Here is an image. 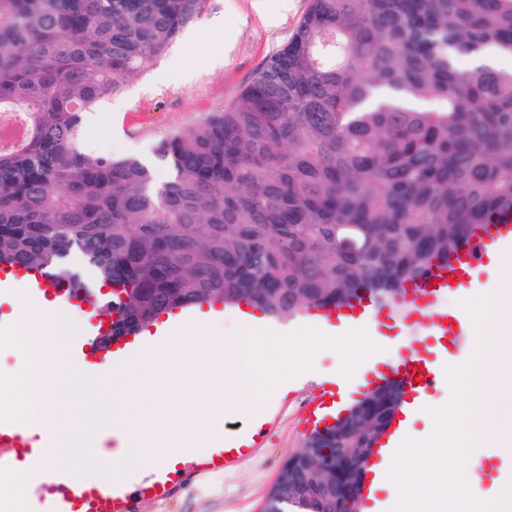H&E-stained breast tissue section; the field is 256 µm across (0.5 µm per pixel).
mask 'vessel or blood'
I'll return each mask as SVG.
<instances>
[{"mask_svg":"<svg viewBox=\"0 0 512 512\" xmlns=\"http://www.w3.org/2000/svg\"><path fill=\"white\" fill-rule=\"evenodd\" d=\"M512 249V217H506L480 232L445 267H433L430 273L410 287L403 302L421 311L438 338L441 347L460 350L469 325L462 312L441 315L436 307L448 295L469 299L473 272L483 265L490 254ZM15 284L20 297L39 310L70 311L82 306V293L68 283L56 281L40 272L18 273L0 269V286ZM64 356L71 361H82L90 366L102 364L101 354L95 353L92 344L70 341ZM397 372L411 385L413 393L428 395L443 379L441 358L429 357L412 350H401ZM58 441L54 431L42 429L26 422H0V469L13 468L15 462L10 449H19L28 458V478L38 491L27 512H81L86 502H93L98 512H111L112 508L129 497L122 478L101 479L93 489H85L81 475L73 469L48 468L45 459Z\"/></svg>","mask_w":512,"mask_h":512,"instance_id":"obj_1","label":"vessel or blood"}]
</instances>
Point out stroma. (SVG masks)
I'll list each match as a JSON object with an SVG mask.
<instances>
[{
  "label": "stroma",
  "mask_w": 512,
  "mask_h": 512,
  "mask_svg": "<svg viewBox=\"0 0 512 512\" xmlns=\"http://www.w3.org/2000/svg\"><path fill=\"white\" fill-rule=\"evenodd\" d=\"M308 5L309 0H288L287 12L271 24L267 16L280 12L278 0H206L169 55L148 74L125 79L100 107L98 123L84 124V148L113 157H152L161 139L230 103L288 41ZM373 318L376 332L393 348L379 352L374 366L350 378V402L394 371L398 348L424 352L434 344L426 327L406 309L381 307ZM341 362L335 350L318 351L309 373L287 391L271 395L257 431L229 418L225 431L250 435L251 442L228 466L208 470L205 453L192 452L161 495L154 491V473L129 475L125 512H259L281 465L303 447L315 418L327 407L334 389L331 379Z\"/></svg>",
  "instance_id": "obj_1"
}]
</instances>
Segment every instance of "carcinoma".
Masks as SVG:
<instances>
[{"mask_svg": "<svg viewBox=\"0 0 512 512\" xmlns=\"http://www.w3.org/2000/svg\"><path fill=\"white\" fill-rule=\"evenodd\" d=\"M205 0H0V265L48 269L112 309L109 335L219 301L288 320L357 288L385 303L470 232L512 215V0H310L288 42L218 112L155 155L80 146L83 113L167 55ZM95 268L87 282L72 263ZM388 409L336 454L371 444ZM268 512H336L288 497Z\"/></svg>", "mask_w": 512, "mask_h": 512, "instance_id": "cac0c4a2", "label": "carcinoma"}]
</instances>
